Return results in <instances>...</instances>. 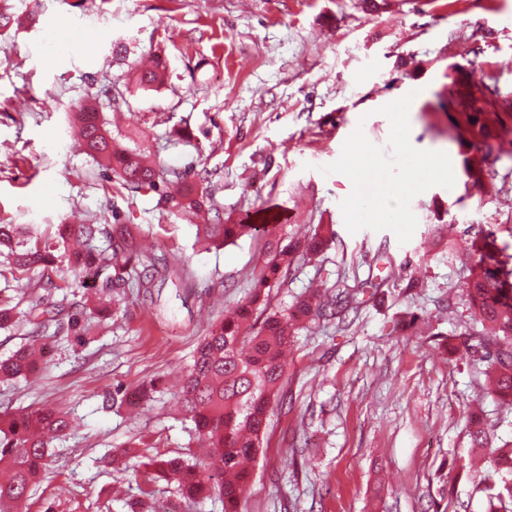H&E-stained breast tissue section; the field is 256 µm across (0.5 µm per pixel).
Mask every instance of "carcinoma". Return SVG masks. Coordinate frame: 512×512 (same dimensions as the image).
I'll list each match as a JSON object with an SVG mask.
<instances>
[{"instance_id":"obj_1","label":"carcinoma","mask_w":512,"mask_h":512,"mask_svg":"<svg viewBox=\"0 0 512 512\" xmlns=\"http://www.w3.org/2000/svg\"><path fill=\"white\" fill-rule=\"evenodd\" d=\"M136 87L148 90L165 80V65L159 60L151 69L132 75ZM499 97L494 85L467 80L463 69L456 70L446 87L440 107L452 109L448 119L455 132L464 170L473 184H479L482 164L490 157L500 158L501 130L488 117V106ZM78 128L87 152L105 170L137 191L154 192L158 206L170 214L208 205L213 213L209 224L197 225L198 242L213 247L231 244L247 236L262 243L264 262L255 271L248 296L207 332L198 344L174 399L181 412L195 424L198 441L206 456L148 458L143 481L152 486L160 481L175 483L181 495L198 499L211 494L224 498V512H239L240 494L251 480L249 464L261 449L273 405L285 401L281 382L287 371L284 353L292 332L316 318L340 317L358 309L357 293L343 290L330 295L313 291L301 296L283 310L268 312L270 292L287 276L298 261L315 255L335 240L331 224H318L303 241L284 242L283 225L259 230L224 215L210 189L199 187L188 170L165 169L145 149L118 147L92 112L79 113ZM476 150L477 158L470 155ZM136 224H59V243L71 239L83 249L69 260L74 268H102L109 271L106 287H152L155 273L168 272L166 259L143 250L138 243ZM104 239L105 246L95 242ZM0 246L8 249L13 269L24 276L38 272V283L55 288L50 271L55 256L50 243H30L16 224H0ZM473 265L467 282L471 307L482 329L466 333L467 349L480 353L486 364L488 394L512 404V271L500 259L496 240L485 236L471 242ZM86 309L79 307L30 309L34 326L30 342L10 358L0 361V379L10 380L36 374L43 365L37 353L40 333L53 325L54 335L82 336ZM66 413L54 409L26 410L0 415V512H22L20 505L39 484L49 468L51 442L65 434ZM141 444L113 452L106 466L122 471L140 457ZM496 471L501 483L485 486L493 512H512V448L498 449Z\"/></svg>"}]
</instances>
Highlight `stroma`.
<instances>
[{
  "instance_id": "obj_1",
  "label": "stroma",
  "mask_w": 512,
  "mask_h": 512,
  "mask_svg": "<svg viewBox=\"0 0 512 512\" xmlns=\"http://www.w3.org/2000/svg\"><path fill=\"white\" fill-rule=\"evenodd\" d=\"M0 11L14 20L0 34V224L42 239L56 224H138L183 281L114 294L87 315L84 343L46 337L40 373L0 381V409L48 405L71 420L24 512H129L142 462L114 473L104 455L134 441L149 456L197 448L173 386L263 261L248 237L202 249L195 224L99 167L73 136L82 106L121 146L147 141L162 166L207 171L232 217L274 206L291 213V235L333 225L335 241L272 289L273 307L319 284L381 285L358 311L293 337L288 406L270 418L242 512H490L480 483L496 449L512 447V406L486 395L464 345L466 259L490 232L512 256V154L488 161L477 190L439 101L453 67L473 60L512 98V0H390L379 12L367 0H0ZM151 55L166 60V83L136 89L130 70ZM411 97V124L398 128L395 107ZM357 140L384 182L348 166ZM422 153L448 170H415ZM391 185L403 189L397 214H352L353 199ZM55 254L52 291L16 279L0 255V307L14 315L0 359L27 343L32 305L100 290L96 270L73 273L64 248ZM406 314L420 333L397 329ZM153 379L150 401L113 405L116 390ZM474 417L492 438L477 469L467 465Z\"/></svg>"
}]
</instances>
